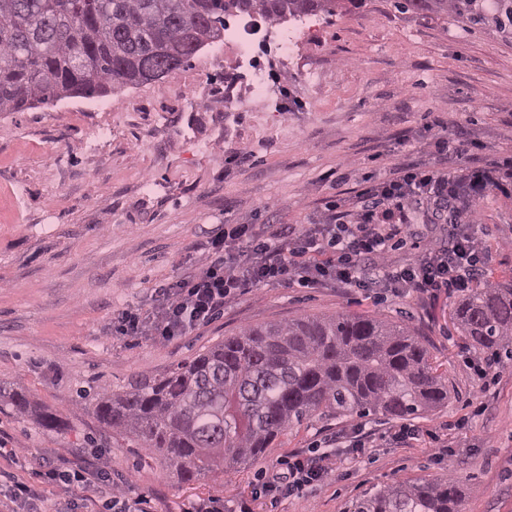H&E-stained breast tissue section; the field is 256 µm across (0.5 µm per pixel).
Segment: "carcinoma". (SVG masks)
I'll list each match as a JSON object with an SVG mask.
<instances>
[{
  "instance_id": "carcinoma-1",
  "label": "carcinoma",
  "mask_w": 512,
  "mask_h": 512,
  "mask_svg": "<svg viewBox=\"0 0 512 512\" xmlns=\"http://www.w3.org/2000/svg\"><path fill=\"white\" fill-rule=\"evenodd\" d=\"M394 0L400 12L454 14L512 36V0ZM340 0H0V112L160 79L224 38L226 18L333 14ZM457 329L472 346L512 357V279L458 297ZM6 403L20 415L28 395ZM448 403V378L407 327L339 313L250 326L124 393L93 403L99 420L183 482L263 456L321 410L419 417ZM458 479L402 481L344 512H463Z\"/></svg>"
}]
</instances>
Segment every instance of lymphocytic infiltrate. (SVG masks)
<instances>
[{
    "label": "lymphocytic infiltrate",
    "instance_id": "f902f5d3",
    "mask_svg": "<svg viewBox=\"0 0 512 512\" xmlns=\"http://www.w3.org/2000/svg\"><path fill=\"white\" fill-rule=\"evenodd\" d=\"M493 190L512 195V156L453 173L415 164L395 168L382 181L363 178L355 202L330 196L322 219L311 224L266 230L223 225L204 244L205 267L155 288L149 308L113 311L112 334L147 336L164 345L211 321L237 296L272 286L381 288L433 301L464 292L486 271L489 256L480 246L473 207ZM422 201L429 202L434 222L447 223L444 239L418 237L411 213ZM408 240L419 248L416 262L399 268L389 264V251ZM328 458L325 452L297 451L264 469L262 488L270 505L324 483ZM46 485L64 486L78 501L108 494L114 512L150 508L147 496L126 498L103 471L52 465L32 470L29 480L0 484V496L17 512H42Z\"/></svg>",
    "mask_w": 512,
    "mask_h": 512
}]
</instances>
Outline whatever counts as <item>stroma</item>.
Listing matches in <instances>:
<instances>
[{"label": "stroma", "instance_id": "1", "mask_svg": "<svg viewBox=\"0 0 512 512\" xmlns=\"http://www.w3.org/2000/svg\"><path fill=\"white\" fill-rule=\"evenodd\" d=\"M254 56L271 92L237 112L227 105L247 91L249 70L229 45L106 97L0 112V387L26 391L66 423L46 430L0 402V444L33 452L21 464L0 456V482L49 462L102 467L155 512L208 496L223 498L224 512L244 500L267 512L263 467L357 433L366 449H339L327 481L281 499L277 512H343L384 486L448 476L461 483L464 512H512V360L480 391L453 296L265 288L164 346L113 338V311L148 307L156 285L204 267L198 244L221 225L314 222L328 196H356L365 173L440 167L439 155L403 143L425 116L478 143L480 161L512 156V38L496 31L401 13L393 0H346L311 18L290 55L264 43ZM100 128L108 137L95 138ZM475 212L490 280L511 277L512 196L490 192ZM338 313L406 324L447 375V404L405 420L318 415L258 460L187 484L101 424L89 401L161 377L244 328ZM475 404L485 407L477 417ZM406 426L413 437L394 441Z\"/></svg>", "mask_w": 512, "mask_h": 512}]
</instances>
